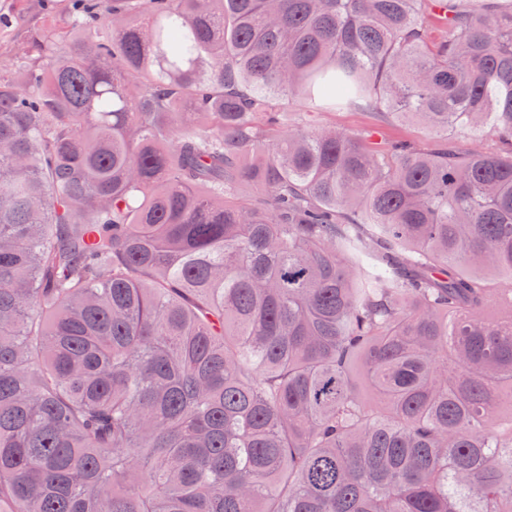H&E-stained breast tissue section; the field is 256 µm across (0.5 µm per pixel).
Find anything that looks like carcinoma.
I'll use <instances>...</instances> for the list:
<instances>
[{
  "label": "carcinoma",
  "mask_w": 512,
  "mask_h": 512,
  "mask_svg": "<svg viewBox=\"0 0 512 512\" xmlns=\"http://www.w3.org/2000/svg\"><path fill=\"white\" fill-rule=\"evenodd\" d=\"M351 107L433 143L314 126ZM0 512H512V4L73 0L30 31Z\"/></svg>",
  "instance_id": "obj_1"
}]
</instances>
